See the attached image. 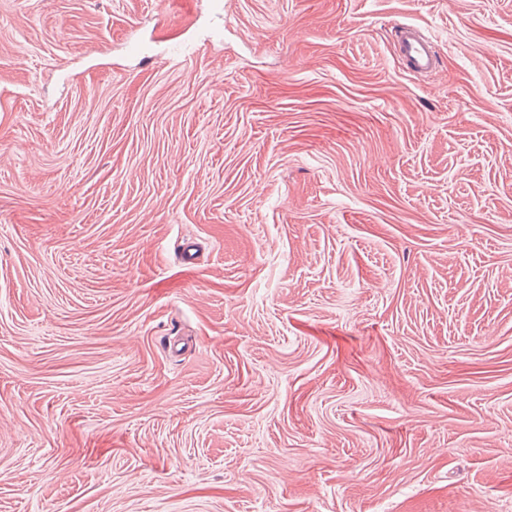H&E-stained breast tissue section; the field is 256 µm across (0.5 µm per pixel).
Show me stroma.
<instances>
[{
    "label": "stroma",
    "mask_w": 512,
    "mask_h": 512,
    "mask_svg": "<svg viewBox=\"0 0 512 512\" xmlns=\"http://www.w3.org/2000/svg\"><path fill=\"white\" fill-rule=\"evenodd\" d=\"M0 512H512V0H0ZM394 47L414 73L427 76L436 70L438 61L432 40L413 25H399Z\"/></svg>",
    "instance_id": "35a3bbf8"
}]
</instances>
